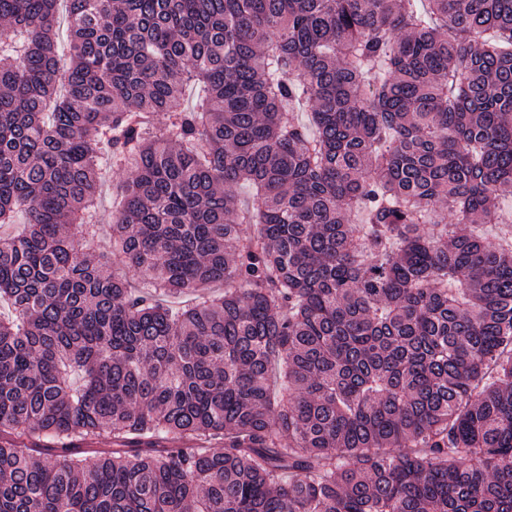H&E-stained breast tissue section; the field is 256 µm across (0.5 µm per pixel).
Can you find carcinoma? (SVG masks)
<instances>
[{
	"instance_id": "obj_1",
	"label": "carcinoma",
	"mask_w": 512,
	"mask_h": 512,
	"mask_svg": "<svg viewBox=\"0 0 512 512\" xmlns=\"http://www.w3.org/2000/svg\"><path fill=\"white\" fill-rule=\"evenodd\" d=\"M57 2L0 0V512H512V0ZM103 176L106 182L105 188L103 190L101 200H100V219L102 225L100 238L94 243L92 247L93 253L98 256V252H104L108 249L109 245V232H110V215L112 212V197L109 192L108 185L110 183H118L122 180V172L120 170H113L109 167V164H105L103 166Z\"/></svg>"
}]
</instances>
